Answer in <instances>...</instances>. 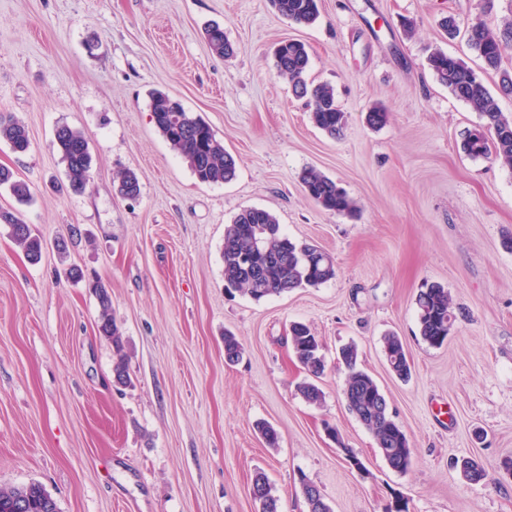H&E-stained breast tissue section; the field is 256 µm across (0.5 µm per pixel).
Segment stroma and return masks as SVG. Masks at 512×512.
Returning <instances> with one entry per match:
<instances>
[{
  "mask_svg": "<svg viewBox=\"0 0 512 512\" xmlns=\"http://www.w3.org/2000/svg\"><path fill=\"white\" fill-rule=\"evenodd\" d=\"M315 23L270 0H0V113L29 135L26 153L0 142V166L28 183L18 203L0 187V214L42 244L31 263L0 221V488L42 484L60 512H258L264 472L281 512H308L302 481L332 512H512V168L464 152L482 116L427 65L442 50L480 71L505 115L512 96L463 36L442 28L512 19V0H320ZM219 24L232 56L213 53ZM304 42L307 77L333 87L346 115L331 138L277 76L273 49ZM160 90L206 121L237 161L227 184L198 181L157 131ZM385 108L370 127L366 114ZM80 128L93 158L82 192L66 191L58 126ZM316 168L359 207L324 210L300 176ZM134 171L140 194L116 192ZM273 213L296 242L329 253L334 279L254 300L224 288V231L242 209ZM78 228L66 254L56 242ZM85 278L73 282L70 266ZM106 285L131 377L112 383L93 281ZM445 286L456 316L443 346L419 333L416 294ZM319 337L322 405L297 386L308 374L286 337ZM242 346L226 363L224 334ZM397 334L411 375L395 376L382 338ZM356 346L413 449L408 472L380 455L349 411L337 357ZM278 433L276 447L256 431ZM339 433L331 439L326 426ZM358 464H351L350 456ZM477 459L486 482L458 463Z\"/></svg>",
  "mask_w": 512,
  "mask_h": 512,
  "instance_id": "1",
  "label": "stroma"
}]
</instances>
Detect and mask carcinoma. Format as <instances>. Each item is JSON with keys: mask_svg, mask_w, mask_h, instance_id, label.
Returning <instances> with one entry per match:
<instances>
[{"mask_svg": "<svg viewBox=\"0 0 512 512\" xmlns=\"http://www.w3.org/2000/svg\"><path fill=\"white\" fill-rule=\"evenodd\" d=\"M284 17L303 24H312L319 16V0H271ZM209 46L218 55L229 56L233 47L216 26L206 30ZM466 41L482 59L486 68L500 72L499 89L512 95V72L501 69L503 45L512 43V22L491 27L481 20L468 24ZM276 74L291 85L295 97L305 98L311 108L314 125L335 137L345 126V113L336 105L333 88L324 83L312 84L306 74L310 57L306 45L296 40L281 42L274 53ZM435 79L447 87L459 100L488 121L490 135L480 131L469 133L463 149L474 157L494 156L512 167V117L503 115L495 98L479 76L463 61L441 50L427 59ZM152 120L160 134L187 162L197 179L203 183H229L237 176L236 159L224 150V142L203 119L186 112L182 104L161 91L151 94ZM0 141L9 144L13 152L24 153L29 148L25 126L11 116H0ZM54 145L65 163L68 187L79 192L89 181L92 155L83 132L69 125L55 130ZM304 191L324 210L354 216L356 202L347 191L321 171L310 168L301 175ZM0 186L10 189L21 203L31 199L29 185L14 172L0 166ZM118 192L126 197L140 192L136 173L124 171L118 175ZM11 236L33 262L41 256L40 238L32 235L29 225L12 217H4ZM224 282L259 301L297 288L317 287L333 279L336 269L331 257L317 247L298 244L280 232L276 217L268 210L251 207L239 212L224 232ZM99 304L98 332L112 344L116 362L113 384L125 386L130 376L123 354L122 334L112 319V300L107 287L92 284ZM420 336L431 346H440L447 339L455 322L448 289L438 283L422 288L416 296ZM291 348L310 375L323 374L325 364L320 354V342L311 328L303 323L291 326L288 336ZM383 350L391 371L399 378L411 372L409 354L401 339L388 334L383 338ZM241 344L236 336L224 334V356L229 362L239 359ZM340 358L348 370L345 391L351 413L373 435L376 446L388 466L398 473L406 472L413 450L399 425L392 419L387 400L365 371L358 368V350L349 345L341 349ZM298 390L306 402L319 405L323 391L312 381H305ZM464 478L474 484L487 478L484 467L474 459L461 462ZM303 493L308 512H330L323 496L314 484L304 480ZM251 496L259 504V512H279V499L272 493L268 479L258 474L251 484ZM27 503V512H49L51 494L39 483L0 489V512H14L18 499Z\"/></svg>", "mask_w": 512, "mask_h": 512, "instance_id": "1", "label": "carcinoma"}]
</instances>
